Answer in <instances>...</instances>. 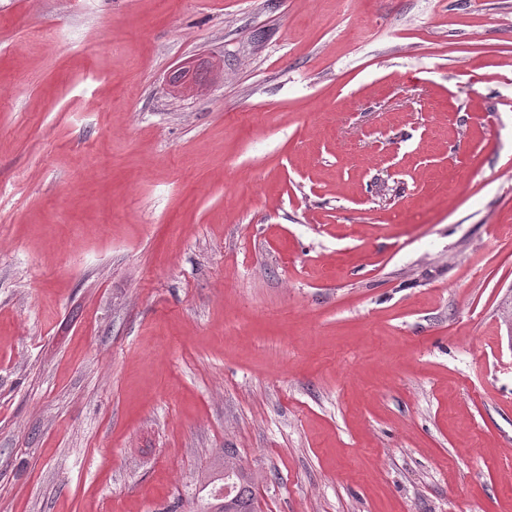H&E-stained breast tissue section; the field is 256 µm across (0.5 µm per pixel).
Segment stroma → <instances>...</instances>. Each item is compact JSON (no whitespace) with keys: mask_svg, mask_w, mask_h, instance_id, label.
<instances>
[{"mask_svg":"<svg viewBox=\"0 0 512 512\" xmlns=\"http://www.w3.org/2000/svg\"><path fill=\"white\" fill-rule=\"evenodd\" d=\"M510 313L512 0H0V512H512ZM227 459L235 460L238 466L230 480V494L219 495V490L225 484L224 462ZM197 484L199 493L205 492L200 498L205 502V512H260L253 471L239 463L236 449L216 451L206 471L199 476Z\"/></svg>","mask_w":512,"mask_h":512,"instance_id":"obj_1","label":"stroma"}]
</instances>
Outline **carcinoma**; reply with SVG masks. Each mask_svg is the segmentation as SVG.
<instances>
[{
  "instance_id": "1",
  "label": "carcinoma",
  "mask_w": 512,
  "mask_h": 512,
  "mask_svg": "<svg viewBox=\"0 0 512 512\" xmlns=\"http://www.w3.org/2000/svg\"><path fill=\"white\" fill-rule=\"evenodd\" d=\"M238 460L237 450L224 448L214 453L206 471L198 480V491L203 493V512H260L253 471L238 465L231 479V492L219 494L224 487V462Z\"/></svg>"
}]
</instances>
